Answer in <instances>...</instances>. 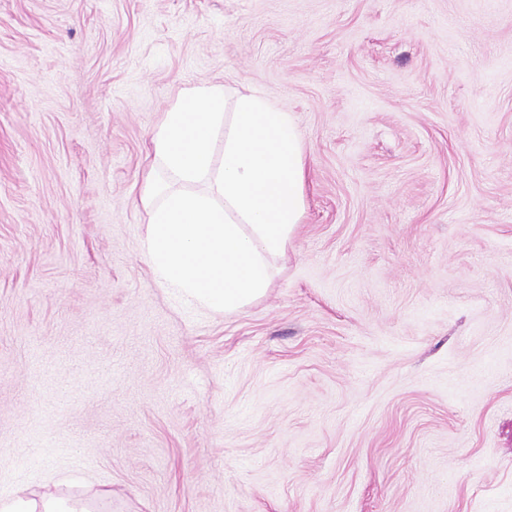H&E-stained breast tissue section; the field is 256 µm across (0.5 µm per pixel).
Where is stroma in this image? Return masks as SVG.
Returning <instances> with one entry per match:
<instances>
[{
    "label": "stroma",
    "mask_w": 512,
    "mask_h": 512,
    "mask_svg": "<svg viewBox=\"0 0 512 512\" xmlns=\"http://www.w3.org/2000/svg\"><path fill=\"white\" fill-rule=\"evenodd\" d=\"M203 84L305 151L288 255L227 316L142 248L150 139ZM22 488L512 512V0H0V501Z\"/></svg>",
    "instance_id": "1"
}]
</instances>
